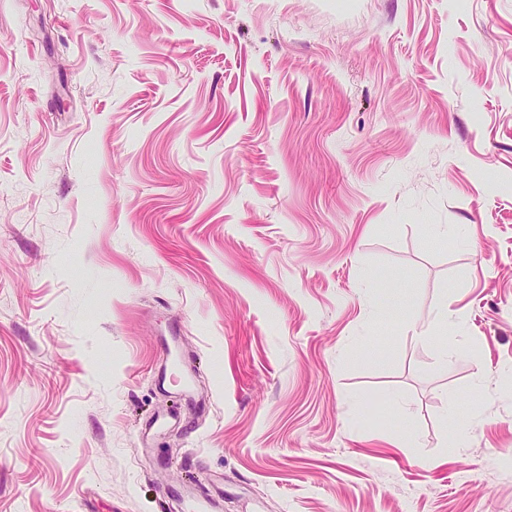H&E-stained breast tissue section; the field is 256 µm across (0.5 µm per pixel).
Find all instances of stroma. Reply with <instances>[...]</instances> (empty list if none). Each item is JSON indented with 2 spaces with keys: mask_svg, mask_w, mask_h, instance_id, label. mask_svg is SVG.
<instances>
[{
  "mask_svg": "<svg viewBox=\"0 0 512 512\" xmlns=\"http://www.w3.org/2000/svg\"><path fill=\"white\" fill-rule=\"evenodd\" d=\"M188 479L512 512V0H0V512Z\"/></svg>",
  "mask_w": 512,
  "mask_h": 512,
  "instance_id": "1",
  "label": "stroma"
}]
</instances>
